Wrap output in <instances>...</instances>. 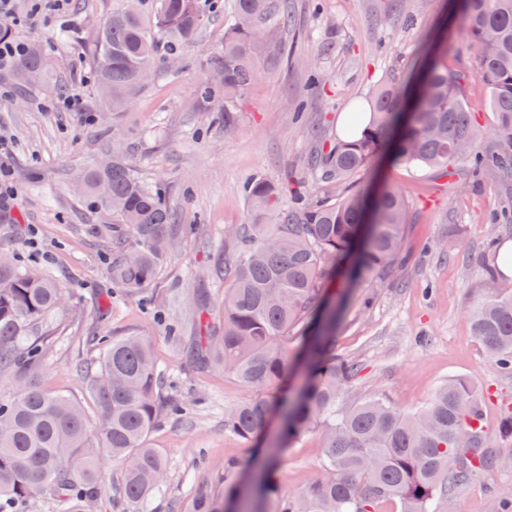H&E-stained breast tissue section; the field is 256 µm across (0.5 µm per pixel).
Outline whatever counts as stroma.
Segmentation results:
<instances>
[{
  "mask_svg": "<svg viewBox=\"0 0 512 512\" xmlns=\"http://www.w3.org/2000/svg\"><path fill=\"white\" fill-rule=\"evenodd\" d=\"M113 0H68L62 16L29 27L28 0H15L19 19L11 36L44 47L49 77L27 83L14 69L0 70V170L15 195L0 210V247L17 249L66 290L63 307L46 321L53 346L41 374L44 387L81 400L87 424L99 416L79 367L97 354L99 336L139 334L167 366L171 387L185 399L186 415L171 419L150 438L168 463L156 512H188L201 486L262 465L261 451L279 429L271 417L256 437L224 430V411L254 398L222 369H203L185 350L200 335L201 320L222 322L226 230L255 223L243 191L254 176L279 181L306 168L316 130L341 126L355 104H371L392 74L411 70L427 40L449 34L448 65L470 73L466 104L478 126L491 125L486 85L475 77V51L452 27L448 0H428L415 23L392 0H288L296 43L286 65L263 60L264 74L244 92L236 128L225 134L221 113L196 108L195 89L224 43L230 11L210 15L177 65L178 75L137 92L127 111L98 105L84 50L112 12ZM386 24H378L380 13ZM324 79L313 89L312 75ZM80 94L84 109H64L60 90ZM142 176L163 182L178 221L191 233L162 264L147 295L117 294L112 287L111 211L81 191L79 174L110 158L125 142ZM380 182L400 188L409 205L406 259L385 274L352 288L328 283L326 295L344 302L336 330L337 356L357 373L348 400L380 396L406 412L424 407L445 380L470 383L487 398L486 427L499 437L503 463L454 493L455 512H487L486 486L512 485V437L499 436L512 405V375L495 371L473 335L467 311L496 275L498 244L512 241V191L491 173L453 177L419 166L375 160L354 174L350 190ZM180 343H173V336ZM322 439L311 430L296 438L278 462L282 493L305 488L318 475Z\"/></svg>",
  "mask_w": 512,
  "mask_h": 512,
  "instance_id": "obj_1",
  "label": "stroma"
}]
</instances>
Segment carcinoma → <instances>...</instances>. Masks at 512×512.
<instances>
[{
    "label": "carcinoma",
    "instance_id": "cac0c4a2",
    "mask_svg": "<svg viewBox=\"0 0 512 512\" xmlns=\"http://www.w3.org/2000/svg\"><path fill=\"white\" fill-rule=\"evenodd\" d=\"M476 52V74L491 92L495 120L483 130L464 104L466 74L438 61L443 47L427 52L410 111L404 105L415 74L393 75L379 88L369 122L355 112L349 137L325 148L314 141L307 175L332 186V196L307 198L301 182L273 183L262 176L243 187L264 226L230 231L240 257L224 259L221 335L206 333L189 350L202 368L220 366L242 385H277L290 362L288 345L302 348L307 382L280 413L283 427L269 448L263 474L224 484V493L199 491L189 512H449L453 493L497 467L484 406L468 382L450 379L430 402L406 413L382 397L344 404L356 371L331 349L340 309L314 312L328 280L356 281L399 262L409 223L404 195L392 186L375 195L346 191L347 180L385 154L395 163L442 170L467 160L471 175L485 171L512 178V0H453ZM213 4L202 0H118L89 45L101 103L124 112L146 86L145 69L161 56L174 61L192 43ZM294 27L284 0H234L224 46L196 88L195 105L207 109L224 97V127L232 129L241 96L261 75L263 56L286 55L284 35ZM47 75L35 48L21 59L17 76L40 82ZM500 140L498 151L478 149ZM132 149L108 168L86 172L87 191L121 218L112 234V281L127 292L148 288L159 266L181 243L166 187L146 182L130 162ZM65 291L58 281L9 253L0 255V377L18 379L0 395V512H25L38 497L55 512H90L100 493L107 459L120 468L114 505L149 512L161 494L167 463L150 435L186 408L167 391L169 374L156 363L148 341L136 335L100 336L98 356L81 366L99 413L92 431L83 405L44 389L38 368L49 358L51 337L30 329L59 310ZM474 335L493 367L512 372V291L489 279L485 294L467 312ZM270 404L262 398L224 411V430L249 438L264 425ZM323 439L321 470L301 491L284 496L270 480L282 449L301 432ZM489 512H512V489L486 488Z\"/></svg>",
    "mask_w": 512,
    "mask_h": 512
}]
</instances>
